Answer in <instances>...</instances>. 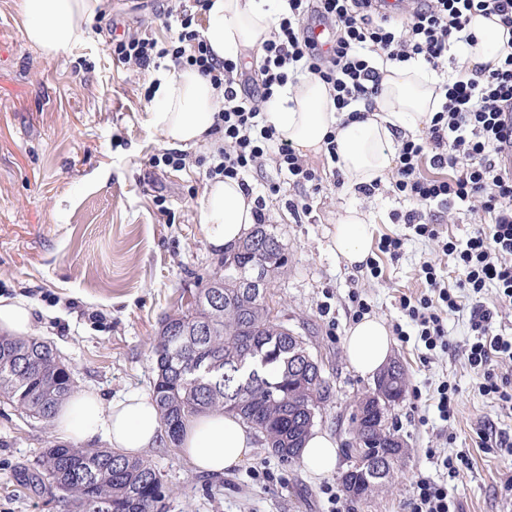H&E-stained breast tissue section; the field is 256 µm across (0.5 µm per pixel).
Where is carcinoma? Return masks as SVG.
<instances>
[{
  "mask_svg": "<svg viewBox=\"0 0 512 512\" xmlns=\"http://www.w3.org/2000/svg\"><path fill=\"white\" fill-rule=\"evenodd\" d=\"M236 265H265L266 283L288 266L286 247L268 224H254L235 246ZM270 288L237 287L236 269L219 268L186 309L161 319L154 347L152 394L173 446L192 418L224 410L262 438L284 461L300 459L331 386L306 339L272 313ZM75 393L71 370L51 344L38 337L0 336V399L40 422L53 419ZM357 445L345 457L365 465L344 476L351 500L362 502L392 478L405 449L378 421L376 407L353 423ZM35 479L64 492L75 512H165L169 497L150 461L129 459L114 448L53 445Z\"/></svg>",
  "mask_w": 512,
  "mask_h": 512,
  "instance_id": "carcinoma-1",
  "label": "carcinoma"
}]
</instances>
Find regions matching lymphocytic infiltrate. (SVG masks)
Returning <instances> with one entry per match:
<instances>
[{
	"mask_svg": "<svg viewBox=\"0 0 512 512\" xmlns=\"http://www.w3.org/2000/svg\"><path fill=\"white\" fill-rule=\"evenodd\" d=\"M278 25L268 40L236 61L215 59L196 16L209 0L179 5L172 15L177 32L172 45L126 36L115 40L119 60L139 69L171 59L192 68L224 92L216 116L223 144L209 177L244 180L273 162L288 185L320 190L323 177L268 123L266 110L278 90L297 76L327 85L334 109L345 121L372 112L382 90V70L415 61L427 70L450 71L443 99L421 135L401 136L391 191L409 204L398 219L416 235L436 240L437 210L468 215L472 224L461 239L442 241L456 262V288L478 294L493 289L494 307H472L471 340L461 354L477 376L480 396L512 405V336L497 330V316L512 309V54L494 70L469 68L462 56L475 37L471 15L498 17L512 33V0H283ZM323 28L325 41L313 36ZM428 292L405 297L400 307L416 326L427 350H446L444 315L459 311L455 293L435 263L419 269ZM404 512H460L447 481L421 475L404 501Z\"/></svg>",
	"mask_w": 512,
	"mask_h": 512,
	"instance_id": "1",
	"label": "lymphocytic infiltrate"
}]
</instances>
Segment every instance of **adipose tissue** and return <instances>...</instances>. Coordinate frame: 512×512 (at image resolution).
<instances>
[{
  "instance_id": "ef3b65f1",
  "label": "adipose tissue",
  "mask_w": 512,
  "mask_h": 512,
  "mask_svg": "<svg viewBox=\"0 0 512 512\" xmlns=\"http://www.w3.org/2000/svg\"><path fill=\"white\" fill-rule=\"evenodd\" d=\"M204 35L217 59L236 58L243 49L267 40L282 12L280 0H210ZM109 0H21L23 28L29 42L43 54L58 55L87 37L97 16L109 10ZM475 45L466 47L469 67L497 65L511 49L512 38L497 19L474 16L469 24ZM443 93L439 81L422 65L389 67L382 92L366 120L342 123L326 86L307 79L279 90L267 114L280 139L300 154L319 152L328 134L336 136L338 167L351 186L384 179L395 165V133L415 132L430 122ZM153 123L165 142L181 150L217 148L216 116L223 93L193 69L161 75L155 90ZM254 199L240 182L217 179L205 189L200 222L207 242L216 248L236 244L254 222ZM335 248L349 265H362L369 253L365 215L355 208L341 216ZM34 325L32 304L24 297L0 296V332L28 336ZM393 340L382 319L363 317L345 337L350 365L362 376L375 377L388 363ZM53 425L64 441H101L135 457L160 444L162 430L151 394L131 392L105 401L86 389L74 394L57 411ZM254 436L235 415L220 411L191 419L184 428L179 450L195 471L220 474L244 464ZM337 445L328 434L315 432L301 453L305 468L328 474L336 468Z\"/></svg>"
}]
</instances>
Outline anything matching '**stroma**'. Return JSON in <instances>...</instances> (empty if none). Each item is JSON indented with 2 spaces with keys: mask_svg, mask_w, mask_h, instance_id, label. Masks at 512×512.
Segmentation results:
<instances>
[{
  "mask_svg": "<svg viewBox=\"0 0 512 512\" xmlns=\"http://www.w3.org/2000/svg\"><path fill=\"white\" fill-rule=\"evenodd\" d=\"M171 0H112L94 33L70 51L48 56L25 38L20 0H0V295L22 296L34 307V336L48 341L73 370L78 389L109 401L151 389V362L160 319L205 287L222 250L208 244L200 201L209 183L212 149L186 154L185 165H154L168 147L152 123L160 69L138 70L118 61L112 33L170 44L174 35L159 8ZM265 199L266 221L285 245L288 267L275 278L273 304L290 329L307 336L321 358L332 391L315 429L344 442L357 397L374 386L349 364L344 349L360 294L370 316L405 323L402 296H420L424 261H434L447 285L459 272L438 242L409 234L397 213L405 206L381 187L367 197L353 188L323 186L309 193L310 211L289 203L299 190L283 183L273 164L247 178ZM278 193H264L268 184ZM364 213L370 256L380 275L349 266L336 252L335 228L347 209ZM405 239L399 259L382 254L383 236ZM493 306V292H483ZM449 314L455 348L427 351L418 336L394 338L392 360L406 371L408 388L389 425L407 448L392 480L347 512H402L419 474L442 479L425 456L452 458L451 483L462 512H512V457L492 437L512 438V413L481 397L477 378L458 351L469 339V309ZM458 391L449 421L433 407L441 384ZM53 424L35 421L0 402V512H69L63 492L33 480L35 463L57 442ZM169 487L166 512H326L324 484L347 468L315 475L302 462L282 461L264 445L219 476L200 474L170 444L143 454Z\"/></svg>",
  "mask_w": 512,
  "mask_h": 512,
  "instance_id": "stroma-1",
  "label": "stroma"
}]
</instances>
